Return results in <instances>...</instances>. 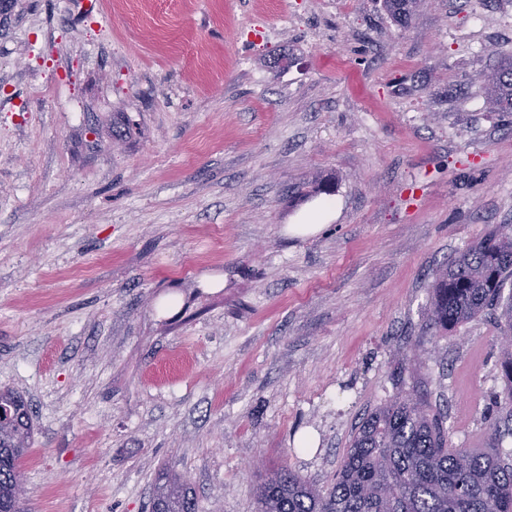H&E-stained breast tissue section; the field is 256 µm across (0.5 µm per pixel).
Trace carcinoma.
Returning a JSON list of instances; mask_svg holds the SVG:
<instances>
[{"label":"carcinoma","mask_w":512,"mask_h":512,"mask_svg":"<svg viewBox=\"0 0 512 512\" xmlns=\"http://www.w3.org/2000/svg\"><path fill=\"white\" fill-rule=\"evenodd\" d=\"M419 0H383L393 20L408 24ZM495 111L512 112V61L483 80ZM330 193L321 180L297 186L305 201ZM512 224H501L476 240L431 284L429 329L439 336L488 309L498 312L501 333L512 336ZM504 426L489 438L499 451L452 445L448 413L425 394H398L356 427L327 493L288 465L275 470L257 491L258 512H512V344L500 348ZM0 512H29L23 498L22 460L31 447L32 414L24 397L0 389ZM151 512H198L188 483L173 474L154 487Z\"/></svg>","instance_id":"obj_1"}]
</instances>
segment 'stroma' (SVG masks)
<instances>
[{"label":"stroma","instance_id":"obj_1","mask_svg":"<svg viewBox=\"0 0 512 512\" xmlns=\"http://www.w3.org/2000/svg\"><path fill=\"white\" fill-rule=\"evenodd\" d=\"M512 0H0V388L31 512H257L328 488L365 414L501 413L493 314L426 328L432 273L512 224ZM331 180L336 213L293 236ZM308 450H300L301 439ZM420 0H383V5L393 20L401 26L408 24ZM487 102L494 111L512 112V61L483 80ZM185 480L173 474L162 484H156L152 496V512H198V502L190 494Z\"/></svg>","mask_w":512,"mask_h":512}]
</instances>
